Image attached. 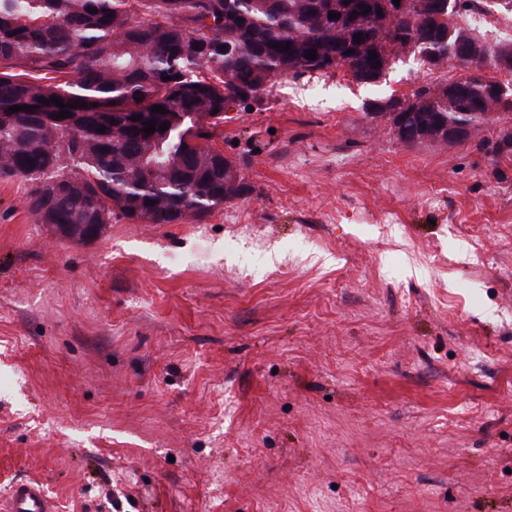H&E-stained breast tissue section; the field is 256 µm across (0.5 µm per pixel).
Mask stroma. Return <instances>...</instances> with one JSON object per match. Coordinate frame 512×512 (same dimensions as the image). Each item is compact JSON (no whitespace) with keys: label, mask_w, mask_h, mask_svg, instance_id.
I'll return each instance as SVG.
<instances>
[{"label":"stroma","mask_w":512,"mask_h":512,"mask_svg":"<svg viewBox=\"0 0 512 512\" xmlns=\"http://www.w3.org/2000/svg\"><path fill=\"white\" fill-rule=\"evenodd\" d=\"M274 80L213 146L250 194L51 238L0 179V490L56 512H512V154L405 145ZM2 512H55L41 484L18 483L9 489L6 497H0Z\"/></svg>","instance_id":"obj_1"}]
</instances>
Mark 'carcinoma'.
Listing matches in <instances>:
<instances>
[{
	"label": "carcinoma",
	"instance_id": "1",
	"mask_svg": "<svg viewBox=\"0 0 512 512\" xmlns=\"http://www.w3.org/2000/svg\"><path fill=\"white\" fill-rule=\"evenodd\" d=\"M475 0H382V14L358 0H0V104L38 108L0 121V178L28 182V210L39 224H68L79 241L86 224H168L181 210L197 217L246 195L241 171L210 153L224 113L260 101L279 77H320L343 70L374 85L402 55L438 67L453 61L469 73L453 79L457 99L421 86L402 99L367 104L369 115L407 112L437 129L465 122L481 134L495 112L512 111V69L480 75L460 58V40L512 63V41L489 45L457 18ZM96 9L91 13L90 9ZM356 11L346 22L329 13ZM353 57L336 44L354 42ZM290 44L285 51L278 45ZM199 48H194V45ZM316 50L314 60L305 51ZM376 56H370V51ZM21 67L37 77L26 79ZM56 96L85 108L75 124L58 119ZM160 105L177 118L147 134L133 117ZM107 127L103 133L99 126ZM479 149L512 153V131L484 136ZM153 204H147V201Z\"/></svg>",
	"mask_w": 512,
	"mask_h": 512
}]
</instances>
